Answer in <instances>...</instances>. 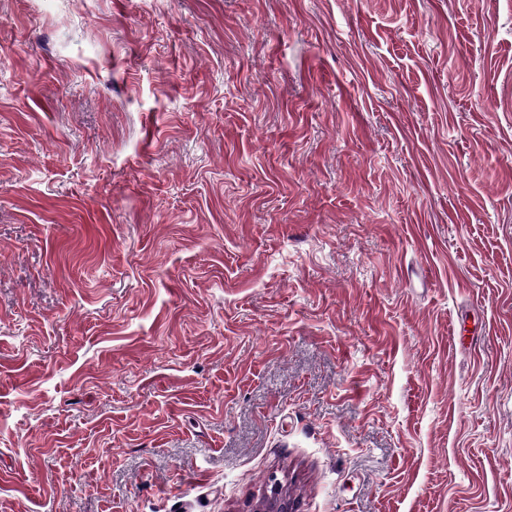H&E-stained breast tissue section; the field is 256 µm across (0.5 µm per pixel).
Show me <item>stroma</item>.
I'll use <instances>...</instances> for the list:
<instances>
[{
  "mask_svg": "<svg viewBox=\"0 0 512 512\" xmlns=\"http://www.w3.org/2000/svg\"><path fill=\"white\" fill-rule=\"evenodd\" d=\"M512 512V0H0V512ZM271 487V488H270ZM269 488L271 491H269ZM253 512H295L293 503L283 492L281 482L272 475L267 481L261 507L251 510Z\"/></svg>",
  "mask_w": 512,
  "mask_h": 512,
  "instance_id": "35a3bbf8",
  "label": "stroma"
}]
</instances>
